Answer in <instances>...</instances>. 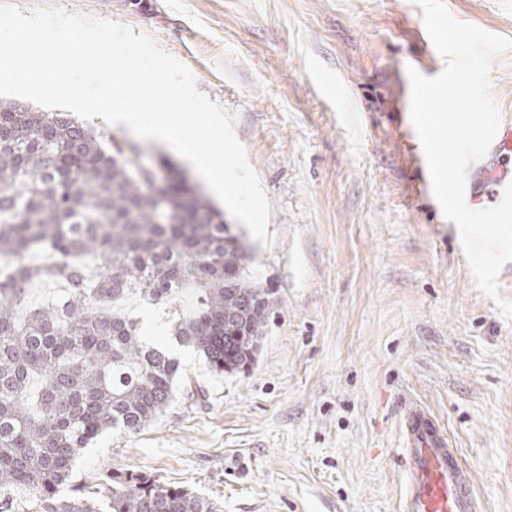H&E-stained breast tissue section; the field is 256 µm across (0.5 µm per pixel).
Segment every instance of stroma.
<instances>
[{"instance_id":"1","label":"stroma","mask_w":512,"mask_h":512,"mask_svg":"<svg viewBox=\"0 0 512 512\" xmlns=\"http://www.w3.org/2000/svg\"><path fill=\"white\" fill-rule=\"evenodd\" d=\"M61 8L152 38L235 117L270 201L250 272L278 300L259 350L183 365L166 412L107 430L73 463L192 489L218 512H396L401 396L426 405L472 469L482 512H512V321L475 287L457 226L419 193L408 67L442 71L414 0H0ZM512 38V0H443ZM320 67L341 87L321 97ZM489 92L512 122V48Z\"/></svg>"}]
</instances>
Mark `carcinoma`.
Segmentation results:
<instances>
[{"label":"carcinoma","mask_w":512,"mask_h":512,"mask_svg":"<svg viewBox=\"0 0 512 512\" xmlns=\"http://www.w3.org/2000/svg\"><path fill=\"white\" fill-rule=\"evenodd\" d=\"M169 190L155 191L156 171ZM50 250L57 263L31 267ZM0 512H100L92 486L71 482L78 451L108 429L137 431L174 399L180 361L148 344L121 305H162L175 339L233 374L257 352L273 292L248 273L253 254L189 177L165 161L112 149L66 112L0 100ZM43 276L66 281L57 305L29 307ZM197 290L182 313L177 296ZM108 512H218L189 489L142 470L98 477Z\"/></svg>","instance_id":"cac0c4a2"}]
</instances>
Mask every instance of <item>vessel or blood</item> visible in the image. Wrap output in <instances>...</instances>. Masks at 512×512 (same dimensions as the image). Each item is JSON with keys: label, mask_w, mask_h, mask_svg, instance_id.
Segmentation results:
<instances>
[{"label": "vessel or blood", "mask_w": 512, "mask_h": 512, "mask_svg": "<svg viewBox=\"0 0 512 512\" xmlns=\"http://www.w3.org/2000/svg\"><path fill=\"white\" fill-rule=\"evenodd\" d=\"M512 169L499 166L485 206L499 204ZM402 486L398 512H479L471 470L437 417L422 403L405 401L400 413Z\"/></svg>", "instance_id": "obj_1"}]
</instances>
